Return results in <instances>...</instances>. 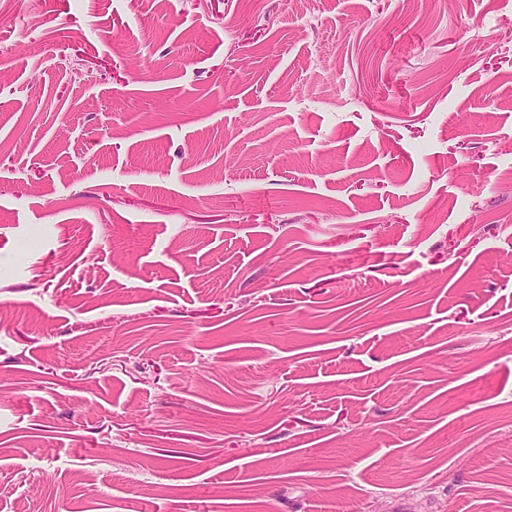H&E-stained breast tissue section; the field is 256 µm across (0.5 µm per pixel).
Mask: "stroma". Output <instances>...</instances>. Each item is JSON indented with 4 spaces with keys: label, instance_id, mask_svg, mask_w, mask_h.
Returning <instances> with one entry per match:
<instances>
[{
    "label": "stroma",
    "instance_id": "stroma-1",
    "mask_svg": "<svg viewBox=\"0 0 512 512\" xmlns=\"http://www.w3.org/2000/svg\"><path fill=\"white\" fill-rule=\"evenodd\" d=\"M512 512V0H0V512Z\"/></svg>",
    "mask_w": 512,
    "mask_h": 512
}]
</instances>
